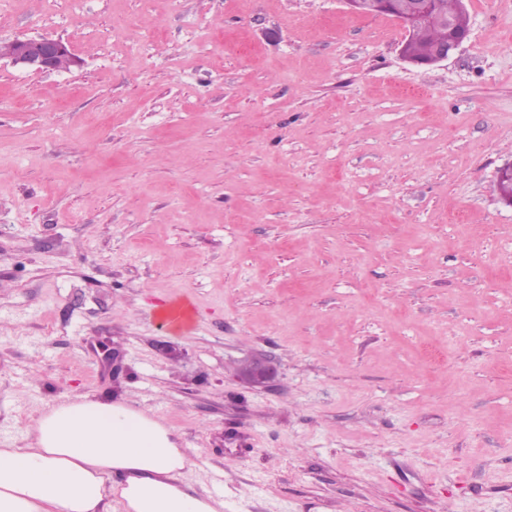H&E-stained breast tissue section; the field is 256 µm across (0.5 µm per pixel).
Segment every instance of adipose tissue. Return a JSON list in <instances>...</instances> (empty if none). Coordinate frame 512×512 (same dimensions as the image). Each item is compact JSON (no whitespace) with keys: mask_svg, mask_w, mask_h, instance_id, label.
Segmentation results:
<instances>
[{"mask_svg":"<svg viewBox=\"0 0 512 512\" xmlns=\"http://www.w3.org/2000/svg\"><path fill=\"white\" fill-rule=\"evenodd\" d=\"M198 469L148 411L80 395L33 419L24 447L0 448V512H224L188 483Z\"/></svg>","mask_w":512,"mask_h":512,"instance_id":"obj_1","label":"adipose tissue"}]
</instances>
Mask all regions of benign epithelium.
Listing matches in <instances>:
<instances>
[{
  "instance_id": "benign-epithelium-1",
  "label": "benign epithelium",
  "mask_w": 512,
  "mask_h": 512,
  "mask_svg": "<svg viewBox=\"0 0 512 512\" xmlns=\"http://www.w3.org/2000/svg\"><path fill=\"white\" fill-rule=\"evenodd\" d=\"M345 4L357 13L377 12L390 13L392 0H345ZM469 37L465 32L448 40V43L438 47L427 57H418L407 49H401L402 57L416 65H431L443 61ZM35 73L69 72L79 64L69 44L60 39L48 36L15 38L0 49V59ZM272 373L270 365L255 361L251 364V372L245 377L252 383H265Z\"/></svg>"
}]
</instances>
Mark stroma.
Segmentation results:
<instances>
[{"instance_id": "obj_1", "label": "stroma", "mask_w": 512, "mask_h": 512, "mask_svg": "<svg viewBox=\"0 0 512 512\" xmlns=\"http://www.w3.org/2000/svg\"><path fill=\"white\" fill-rule=\"evenodd\" d=\"M464 3L417 66L344 0H0L80 61L0 60V448L88 394L224 512H512V0ZM158 318L172 330H185L192 326L193 307L188 298L175 300L171 306L161 310Z\"/></svg>"}]
</instances>
